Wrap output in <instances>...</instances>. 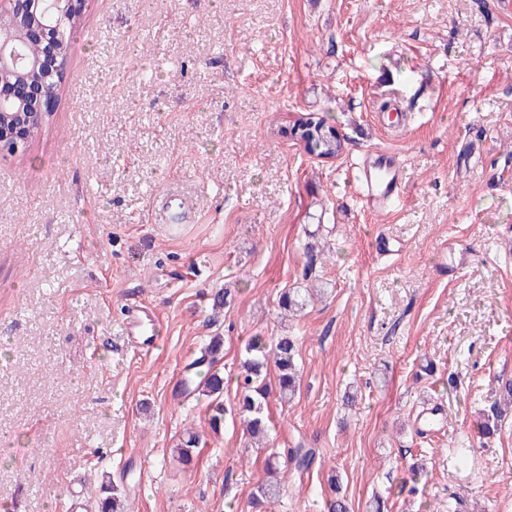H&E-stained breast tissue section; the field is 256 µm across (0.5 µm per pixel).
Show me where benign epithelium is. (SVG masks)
<instances>
[{
    "label": "benign epithelium",
    "mask_w": 512,
    "mask_h": 512,
    "mask_svg": "<svg viewBox=\"0 0 512 512\" xmlns=\"http://www.w3.org/2000/svg\"><path fill=\"white\" fill-rule=\"evenodd\" d=\"M86 0H0V150L17 153L32 126L54 110L63 79L69 32L81 21ZM38 41L44 51L21 60L19 42Z\"/></svg>",
    "instance_id": "benign-epithelium-1"
}]
</instances>
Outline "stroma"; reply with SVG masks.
I'll return each mask as SVG.
<instances>
[{"label": "stroma", "mask_w": 512, "mask_h": 512, "mask_svg": "<svg viewBox=\"0 0 512 512\" xmlns=\"http://www.w3.org/2000/svg\"><path fill=\"white\" fill-rule=\"evenodd\" d=\"M307 113L338 157L291 137ZM378 151L403 191L373 211L356 177ZM289 288L319 291L293 319ZM141 304L149 355L124 331ZM216 334L228 408L246 340L295 338L268 451L181 386ZM508 380L512 0H89L55 111L0 152L9 512H98L107 479L127 512H251L267 452L298 446L315 460L267 512H324L333 476L351 512H512V416L481 433ZM128 336L133 347L139 351L149 352L157 347L158 336L162 334L161 323L154 320L155 328L152 332L145 329V321L153 322L152 311L146 306H131L125 312Z\"/></svg>", "instance_id": "obj_1"}]
</instances>
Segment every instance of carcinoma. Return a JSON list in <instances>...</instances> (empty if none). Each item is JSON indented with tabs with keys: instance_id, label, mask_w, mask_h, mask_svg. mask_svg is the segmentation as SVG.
Listing matches in <instances>:
<instances>
[{
	"instance_id": "cac0c4a2",
	"label": "carcinoma",
	"mask_w": 512,
	"mask_h": 512,
	"mask_svg": "<svg viewBox=\"0 0 512 512\" xmlns=\"http://www.w3.org/2000/svg\"><path fill=\"white\" fill-rule=\"evenodd\" d=\"M291 134L303 142L304 149L319 157L338 155L343 144L333 126L326 119L318 116L301 118L291 129ZM312 297L308 288L285 290L280 296V308L292 314L300 312ZM223 337L213 336L200 348L198 355L184 368L182 385L188 391H202L212 398L208 410L209 422L217 428L224 420L228 409L219 401L224 392V377L215 366L222 358ZM298 350L294 338L283 335L270 341L260 336L249 339L245 346L243 373L236 377L240 390L237 413L243 420L246 433L252 439H260L267 432L264 408L268 405L271 390L262 379L263 370L268 363H274L278 380V395L282 401H291L297 391ZM512 408V383L504 385L499 395L497 407L492 414L484 417L482 430L488 436L498 430L499 422ZM315 459L312 448H297L289 457L282 460L280 455L272 454L265 461L267 478L259 484L251 496V505L257 506L264 501L275 500L284 490L283 477L288 467L299 473L309 469ZM101 491L105 494L100 502V512H116L125 496L124 488L107 480L102 483Z\"/></svg>"
}]
</instances>
